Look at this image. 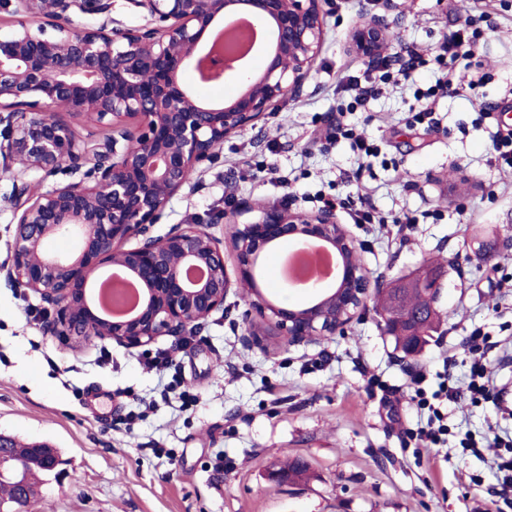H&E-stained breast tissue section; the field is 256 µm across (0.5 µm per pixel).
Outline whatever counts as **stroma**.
<instances>
[{
  "mask_svg": "<svg viewBox=\"0 0 512 512\" xmlns=\"http://www.w3.org/2000/svg\"><path fill=\"white\" fill-rule=\"evenodd\" d=\"M327 34L295 96L255 126L225 139L168 203L152 236L206 223L229 246L224 218L253 221L263 207L311 211L313 196L363 194L393 227L352 223L371 287L384 290L423 263L440 267V323L420 354L403 357L366 311L345 334L289 345L250 315V299L229 291L224 307L194 334L161 336L140 347L79 343L49 333L33 316L39 296L0 278V433L44 443L61 461L40 476L31 512H495L499 451L462 452L456 440L415 453L406 429L419 416L408 374L469 371L462 342L476 326L499 334L512 322V174L499 170L492 138L512 130V0H325ZM389 27L387 66L350 46L364 17ZM479 33L459 62L475 77L466 90L433 102L434 123L414 119L440 71L441 44L465 20ZM424 64L394 85L408 51ZM370 75L379 90L356 104L339 88ZM353 124L382 147L358 171L347 140H326L332 123ZM297 241L268 249L261 283L292 307L310 289L279 287L272 273ZM169 351L176 372L146 355ZM451 427L483 435L512 431L498 401L448 408ZM306 480L285 474L292 463Z\"/></svg>",
  "mask_w": 512,
  "mask_h": 512,
  "instance_id": "stroma-1",
  "label": "stroma"
}]
</instances>
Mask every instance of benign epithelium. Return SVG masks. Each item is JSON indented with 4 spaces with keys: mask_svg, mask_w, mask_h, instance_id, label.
I'll list each match as a JSON object with an SVG mask.
<instances>
[{
    "mask_svg": "<svg viewBox=\"0 0 512 512\" xmlns=\"http://www.w3.org/2000/svg\"><path fill=\"white\" fill-rule=\"evenodd\" d=\"M325 0H134L152 27H112V0H0L20 17L0 37V160H17L41 189L14 185L3 197L15 221L6 282L35 292L56 310L53 330L84 341L141 346L182 335L224 306L234 288L288 343L342 334L373 296L360 244L331 209L268 207L254 221L230 219L236 256L229 274L224 250L196 224L164 237L145 236L190 176L224 139L254 124L293 96L325 39ZM94 18L78 25L74 17ZM245 16L268 35L263 69L252 74L220 59L219 72L238 85L235 96L208 104L180 82L204 56L202 37L218 18ZM387 28L376 17L358 25L351 47L373 63L385 60ZM112 130L97 142L67 117ZM64 173L67 180L56 176ZM67 233L72 252H53ZM143 237L134 248L132 238ZM322 245L338 256L336 282L306 304L283 307L262 292L263 250L284 238ZM101 269L136 284L137 306L105 314L90 296ZM204 275L190 279L187 272ZM0 434V480L24 485L25 466Z\"/></svg>",
    "mask_w": 512,
    "mask_h": 512,
    "instance_id": "obj_1",
    "label": "benign epithelium"
}]
</instances>
